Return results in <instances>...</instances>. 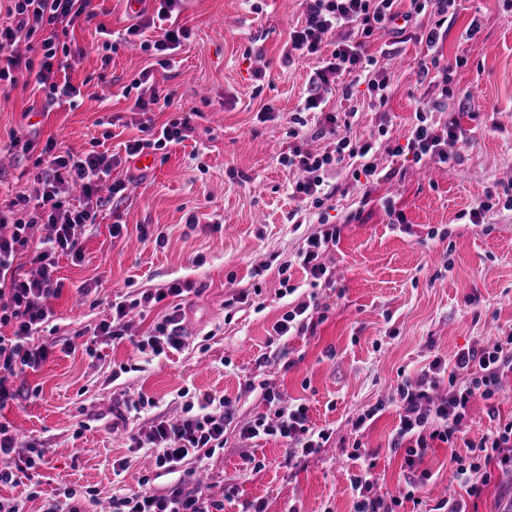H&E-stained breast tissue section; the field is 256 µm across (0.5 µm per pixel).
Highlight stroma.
Masks as SVG:
<instances>
[{"label": "stroma", "mask_w": 512, "mask_h": 512, "mask_svg": "<svg viewBox=\"0 0 512 512\" xmlns=\"http://www.w3.org/2000/svg\"><path fill=\"white\" fill-rule=\"evenodd\" d=\"M101 7L93 22L75 27L81 54L67 70L73 83L88 82L98 102L48 109L40 91L21 84L0 94V197L34 191L35 157L9 150L12 135L39 147L52 137L78 154L118 153L123 139L137 135L133 101L122 89L149 58L136 47L110 55L98 49V25L118 34L129 24L124 0H103ZM301 12L300 0H185L179 22L193 35L178 66L154 74L161 92L173 93V110L191 113V136L169 147L152 169L115 170L116 178L131 180L121 215L113 217L106 206L97 223L79 229L84 258L77 265L60 258L62 293L51 303L49 323L32 338L36 345L70 338L75 347L54 348L24 377L37 395L0 411L22 442L46 448L44 495L82 487L109 504L113 492L137 489L150 465L148 449L131 450L130 431L179 416L185 389L225 396L238 420H249L267 410L255 389L266 380L289 399L304 400L312 424L333 435L319 453L292 459L283 441H245L227 431L223 448L204 463L211 494L219 498L225 486L237 487V499L225 503L224 512H240L242 502L256 499L265 512H352L347 475L356 468L350 448L356 418L388 399L402 374H413L431 351L451 356L494 343L512 328V208L499 203L480 224L468 218L486 192L500 199L512 184V0L456 2L439 52L441 63L453 67L455 96L433 119L456 117L472 135L450 166L392 154L405 144L419 101L439 93L417 81L424 45L410 40L394 58L380 57L390 80L387 110L379 112L359 95L353 130L367 136L386 126L376 162L390 177L366 187L343 170L329 173L339 190L327 214L344 228L326 260L336 285L315 292L297 262L312 227L287 223L295 206L288 186L296 174L279 162L288 122L315 66L283 59L288 29ZM474 20L480 30L469 40L465 31ZM259 69L266 72L261 82L254 78ZM268 103L274 118L260 121L257 113ZM115 115L129 123L119 138L109 134ZM386 196L404 214L403 226L389 224L381 206ZM192 213L202 223L221 222V231L191 228ZM118 218L128 226L119 240L110 235ZM143 224L150 239L140 235ZM159 233L161 246L154 240ZM283 270L295 287L285 297ZM178 281L194 283L195 292L167 298L165 306H182L189 348L158 359L133 347L132 338L145 334L165 306L129 315V340L94 337L115 298ZM311 297L321 320L287 343H272L276 320ZM90 339L97 349L92 356L83 348ZM123 364L128 372H120ZM140 391L156 408L119 422L124 399ZM396 423L394 410H385L362 435L376 454L382 488L391 493L403 479L401 454L387 448ZM245 453L255 454L262 467L244 468ZM454 453L467 450L437 448L426 457L435 477L424 490L422 512L450 495L465 498L451 479ZM123 457L131 464L115 474L113 464Z\"/></svg>", "instance_id": "stroma-1"}]
</instances>
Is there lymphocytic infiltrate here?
I'll list each match as a JSON object with an SVG mask.
<instances>
[{"mask_svg":"<svg viewBox=\"0 0 512 512\" xmlns=\"http://www.w3.org/2000/svg\"><path fill=\"white\" fill-rule=\"evenodd\" d=\"M184 0H155L153 10H139L135 21L127 27L124 42L139 40L141 49L155 58L157 66L173 68L176 55L189 40L188 27L178 18ZM407 11H399V0H302V17L288 34L285 60L318 59L303 100V115L295 116L287 135L291 140L282 153L283 166L299 172L288 194L296 206L289 211L288 223H305L307 211L318 210V225L304 240L297 254L299 265L310 278L311 287L332 285V272L323 261L325 254L339 241L342 227L328 223L321 209L336 193L327 180L329 171L345 164L353 180L381 181L383 174L374 161L376 138L354 137L352 128L356 110L327 112L323 106L330 95L352 100L358 89H366L374 108H384L389 99V79L377 70L378 57L396 54V46L410 39L425 43L433 50L448 34V19L455 11L456 0H408ZM97 15L93 0H11L7 8L8 25H0V82L15 87L18 72L45 94L47 104L75 102L81 97L80 86L73 84L65 71L76 56L66 37L78 19ZM388 37L379 56L365 52L373 35ZM335 35L330 54H323L326 35ZM156 66V67H157ZM449 67L430 71L421 65L419 82L433 81L440 89L439 101L422 103L415 111L405 144L396 146L395 155L411 154L414 161L429 157L448 165L455 162L457 147L466 145L470 133L456 119L437 124L431 114L447 105ZM320 113L314 132L322 139V149H310L300 141V129L306 126V113ZM139 136L126 140L123 154L91 151L74 154L56 149L47 140L42 156L35 164L40 172L35 181L34 196H16L0 202V327H12L11 335H0V409L17 401L23 387L14 383L26 371L39 369L48 359L47 346L32 344L31 338L53 315L51 299L62 290L58 276L60 257L78 262L83 250L75 230L95 223L104 201L120 206L127 198L125 180L113 179L112 172L123 159H135L151 151H164L170 145L188 139L192 127L189 113L155 124L146 119L139 123ZM81 187V200L73 204L62 194L66 185ZM108 187L109 198H102L101 187ZM31 252L30 267L18 273L14 262L18 254ZM194 288L190 282H175L156 291H144L131 300L113 303L111 320L102 321L96 333L123 338L121 321L136 308L154 307L167 297H180ZM189 344L179 306H172L154 322L148 336L136 341L138 352L159 356L178 351ZM512 373V331L489 346H472L458 350L453 359L434 358L415 375L403 377L392 402H377L361 414L352 427L361 431L366 423L379 417L387 406H394L398 423L392 431L389 446L403 451L404 481L397 494L378 492L379 476L373 461L365 460L361 440L352 443L351 456L357 459V470L349 473L353 512H397L404 502H419L420 493L431 480L432 473L423 466L435 443L450 447V465L457 481L468 493H477L481 484L491 479L492 467L512 469V418L501 419L492 401L501 390L506 374ZM448 393L435 397L440 385ZM268 406L267 413L238 425L241 438H275L285 441L301 457L317 454L332 436L331 428H315L306 403L284 404L280 390L271 383L260 386ZM488 401L487 415L495 421L494 432L480 438H469V411L473 400ZM235 410L225 397L199 393L186 402L175 418L154 421L149 430L135 436L136 447L152 451L154 467L143 475L135 491L115 492L111 496L112 512H224V503L215 499L195 478L186 461L203 462L223 448L224 433L233 425ZM463 442L467 455L455 454L456 442ZM9 458V466H0V486H16L21 480H34L45 462V451L37 443L17 448L9 425L0 423V458ZM171 476L163 490H155V479ZM38 502L37 512H89L97 498L93 491L73 488L62 493L40 497L29 492L23 499L0 497V512H28L30 502Z\"/></svg>","mask_w":512,"mask_h":512,"instance_id":"1","label":"lymphocytic infiltrate"}]
</instances>
